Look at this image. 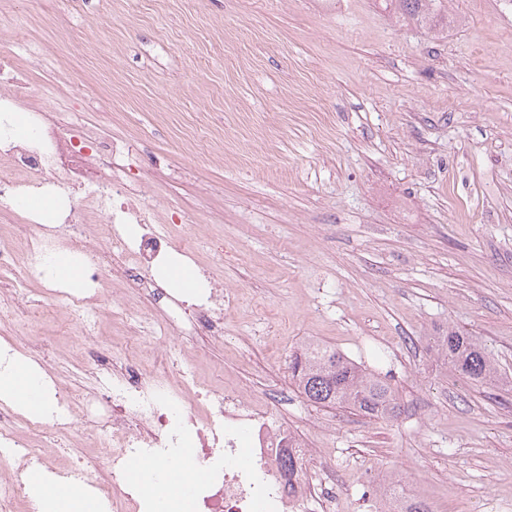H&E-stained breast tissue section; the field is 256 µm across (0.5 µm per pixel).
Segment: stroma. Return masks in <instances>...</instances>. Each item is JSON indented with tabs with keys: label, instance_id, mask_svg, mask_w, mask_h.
I'll return each instance as SVG.
<instances>
[{
	"label": "stroma",
	"instance_id": "35a3bbf8",
	"mask_svg": "<svg viewBox=\"0 0 512 512\" xmlns=\"http://www.w3.org/2000/svg\"><path fill=\"white\" fill-rule=\"evenodd\" d=\"M449 10L438 34L377 0H0V57L56 89L78 174L218 234L193 263L239 300L223 341L185 353L202 387L320 449L301 476L334 479L336 512H379L389 484L432 512H512V0ZM452 326L502 384L437 358ZM37 330L66 388L92 381L82 349L126 339L108 312L91 336ZM309 340L386 377L401 416L311 405L288 373Z\"/></svg>",
	"mask_w": 512,
	"mask_h": 512
}]
</instances>
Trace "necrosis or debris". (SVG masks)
Wrapping results in <instances>:
<instances>
[{"label":"necrosis or debris","mask_w":512,"mask_h":512,"mask_svg":"<svg viewBox=\"0 0 512 512\" xmlns=\"http://www.w3.org/2000/svg\"><path fill=\"white\" fill-rule=\"evenodd\" d=\"M32 132L16 138L0 122V186L8 199L0 202V222L10 229L0 237V353L36 356L49 350L50 340L32 327L47 315L111 309L126 326L120 357L111 348L95 356L97 386L65 393L50 384L57 406L51 419L31 417L0 403V456L44 466L50 480L80 478L96 495L104 512H155L153 500L123 476L128 456L137 455L163 465L193 447L205 471L196 487L199 512H299L311 500L323 512H336V493L325 484L288 483L280 468L287 451L305 455L303 439L269 420L267 413L242 399L238 389L199 390L191 362L182 352L184 325L211 337L222 336L224 308L235 305L234 291L206 288L192 307L163 319L153 314L128 315L119 286L133 281L148 291L155 286L154 269L172 254H196L204 236L188 237L182 225L153 221L155 206L142 193L126 192L114 202L108 183L88 188L85 196L68 198L52 219L24 211L16 200L56 191L74 171L59 167L63 146L44 123L30 120ZM141 225L137 237L125 227ZM78 255L94 284L82 288L47 286L41 308L26 303L30 286L45 278V267L61 247ZM156 338L160 351L153 369H145L138 349ZM79 430L83 441L104 449L102 465L57 467L48 459L54 447L49 425ZM248 442L253 471L236 465L241 442Z\"/></svg>","instance_id":"obj_1"}]
</instances>
